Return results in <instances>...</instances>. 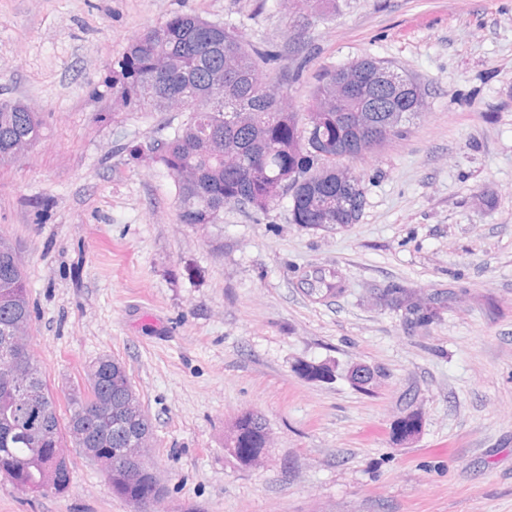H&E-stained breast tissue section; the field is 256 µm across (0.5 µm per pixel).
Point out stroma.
<instances>
[{"instance_id":"obj_1","label":"stroma","mask_w":512,"mask_h":512,"mask_svg":"<svg viewBox=\"0 0 512 512\" xmlns=\"http://www.w3.org/2000/svg\"><path fill=\"white\" fill-rule=\"evenodd\" d=\"M176 14L279 50L263 76L294 64L278 0H0V98L43 122L0 169V235L53 392L85 387L100 356L125 365L165 486L149 512H512V0H337L305 30L292 111L312 110L323 71L365 57L427 91L399 135L348 161L364 205L331 228L292 223L286 198L182 223L173 180L130 157L184 116L113 111L105 80ZM391 288L438 318L413 326L380 303ZM357 367L373 375L361 389ZM245 411L271 435L257 466L224 450ZM413 411L418 431L399 435ZM69 460L61 495L0 477V512H134L98 463Z\"/></svg>"}]
</instances>
